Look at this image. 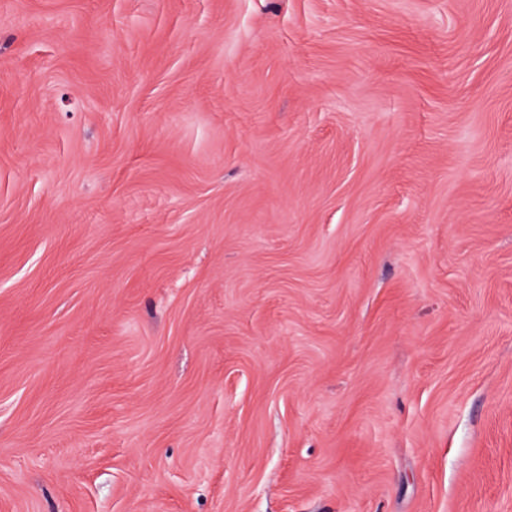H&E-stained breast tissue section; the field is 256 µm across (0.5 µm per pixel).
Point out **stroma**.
Wrapping results in <instances>:
<instances>
[{"label":"stroma","mask_w":512,"mask_h":512,"mask_svg":"<svg viewBox=\"0 0 512 512\" xmlns=\"http://www.w3.org/2000/svg\"><path fill=\"white\" fill-rule=\"evenodd\" d=\"M0 512H512V0H0Z\"/></svg>","instance_id":"1"}]
</instances>
